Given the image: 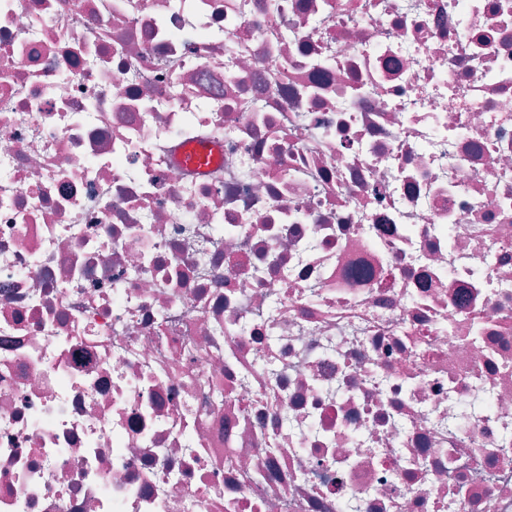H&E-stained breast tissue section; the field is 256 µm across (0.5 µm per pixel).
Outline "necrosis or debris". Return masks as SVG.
Wrapping results in <instances>:
<instances>
[{"label":"necrosis or debris","instance_id":"1","mask_svg":"<svg viewBox=\"0 0 512 512\" xmlns=\"http://www.w3.org/2000/svg\"><path fill=\"white\" fill-rule=\"evenodd\" d=\"M161 504L512 512V0H0V512ZM215 148L209 144L193 145L188 147L182 154V162L205 169L212 162Z\"/></svg>","mask_w":512,"mask_h":512}]
</instances>
